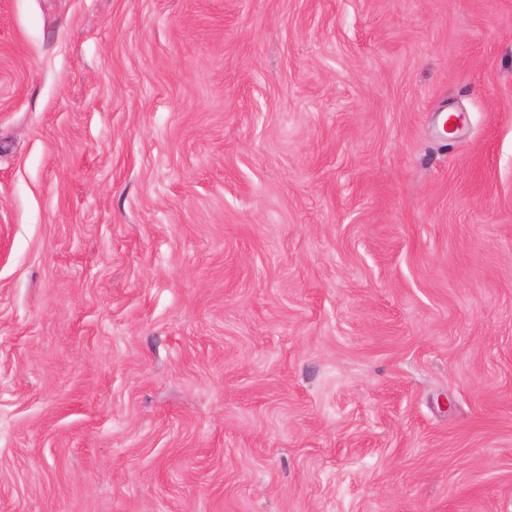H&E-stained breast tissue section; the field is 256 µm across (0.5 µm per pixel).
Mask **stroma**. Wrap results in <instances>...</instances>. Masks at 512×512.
Wrapping results in <instances>:
<instances>
[{"label": "stroma", "instance_id": "obj_1", "mask_svg": "<svg viewBox=\"0 0 512 512\" xmlns=\"http://www.w3.org/2000/svg\"><path fill=\"white\" fill-rule=\"evenodd\" d=\"M0 512H512V0H0Z\"/></svg>", "mask_w": 512, "mask_h": 512}]
</instances>
